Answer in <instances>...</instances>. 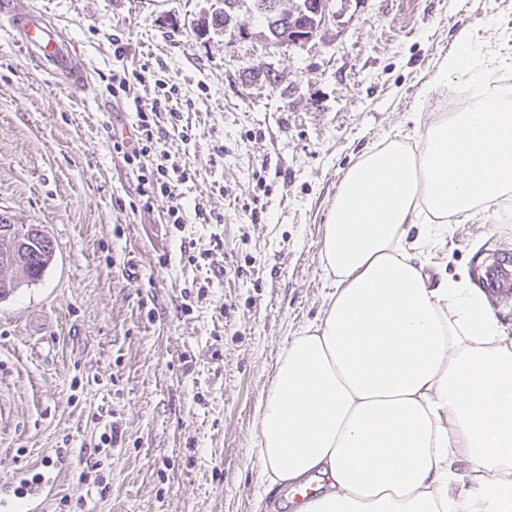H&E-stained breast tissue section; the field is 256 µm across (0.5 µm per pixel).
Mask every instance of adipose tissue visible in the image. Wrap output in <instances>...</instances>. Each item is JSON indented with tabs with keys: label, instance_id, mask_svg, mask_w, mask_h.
<instances>
[{
	"label": "adipose tissue",
	"instance_id": "1",
	"mask_svg": "<svg viewBox=\"0 0 512 512\" xmlns=\"http://www.w3.org/2000/svg\"><path fill=\"white\" fill-rule=\"evenodd\" d=\"M463 72L458 111L416 147L367 150L336 194L320 248L335 290L258 410L260 477L306 490L294 512H512V338L483 289L430 286L403 247L410 225L512 198V98L464 39L433 82Z\"/></svg>",
	"mask_w": 512,
	"mask_h": 512
}]
</instances>
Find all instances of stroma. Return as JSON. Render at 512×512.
I'll list each match as a JSON object with an SVG mask.
<instances>
[{
  "mask_svg": "<svg viewBox=\"0 0 512 512\" xmlns=\"http://www.w3.org/2000/svg\"><path fill=\"white\" fill-rule=\"evenodd\" d=\"M29 2L89 86L73 92L0 31V214L55 245L42 279L0 300V478L58 448L75 460L114 426L109 496L75 463L57 495L91 512H256L266 496L286 512L259 476L258 408L289 337L327 307L320 246L339 184L366 150L415 145L457 103L432 79L461 35L482 65L512 71V0H332L302 47L267 44L246 6L243 38L198 33L217 0ZM269 69L278 84L253 81ZM166 82L193 132L165 137L195 176L180 227L166 198L139 206L112 148L136 120L128 98L151 102ZM404 246L431 284L480 286L487 255L512 254V202L493 220L414 226Z\"/></svg>",
  "mask_w": 512,
  "mask_h": 512,
  "instance_id": "obj_1",
  "label": "stroma"
}]
</instances>
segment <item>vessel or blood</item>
<instances>
[{"instance_id":"1","label":"vessel or blood","mask_w":512,"mask_h":512,"mask_svg":"<svg viewBox=\"0 0 512 512\" xmlns=\"http://www.w3.org/2000/svg\"><path fill=\"white\" fill-rule=\"evenodd\" d=\"M17 46L48 73L64 77L73 92H83L87 77L71 44L61 39L55 25L20 0H0V20ZM482 283L494 296L512 294V260L485 268ZM69 456L57 449L51 465L18 468L11 479L0 482V512H45L59 480L68 470Z\"/></svg>"}]
</instances>
